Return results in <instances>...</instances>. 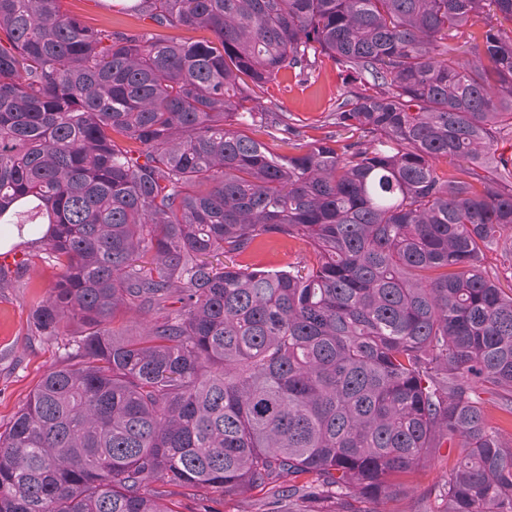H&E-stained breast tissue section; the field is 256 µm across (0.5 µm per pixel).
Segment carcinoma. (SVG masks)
I'll return each mask as SVG.
<instances>
[{
  "instance_id": "1",
  "label": "carcinoma",
  "mask_w": 512,
  "mask_h": 512,
  "mask_svg": "<svg viewBox=\"0 0 512 512\" xmlns=\"http://www.w3.org/2000/svg\"><path fill=\"white\" fill-rule=\"evenodd\" d=\"M60 2L0 0V226L57 271L34 331L82 334L0 432V512H174L156 481L346 512L433 448L445 512H512L482 398L512 415V258L485 264L512 235V0H138L203 41ZM321 57L352 84L302 144L260 94ZM272 237L312 255L242 263ZM123 0H63L64 10L92 25L112 30H144L177 39L202 40L210 37L203 30L167 29L156 26L149 18L122 12Z\"/></svg>"
}]
</instances>
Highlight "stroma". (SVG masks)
I'll use <instances>...</instances> for the list:
<instances>
[{
  "instance_id": "1",
  "label": "stroma",
  "mask_w": 512,
  "mask_h": 512,
  "mask_svg": "<svg viewBox=\"0 0 512 512\" xmlns=\"http://www.w3.org/2000/svg\"><path fill=\"white\" fill-rule=\"evenodd\" d=\"M64 10L92 25L112 30L155 31L147 17L122 12L123 0H62ZM346 87V76L328 59H321L311 77H280L268 85L264 103L292 113L300 121L303 140L320 138L324 122L335 109ZM308 246L300 240L274 238L248 256V263L262 269H284L305 257ZM56 279V271L46 262L36 261L28 269L0 274V432L44 374L66 356L65 346L80 334L76 324H68L59 336H37L32 331L35 303L46 297ZM454 449L433 452L429 461L405 478V492L381 502L360 500L357 512H445L446 502L438 495L448 478V462Z\"/></svg>"
}]
</instances>
